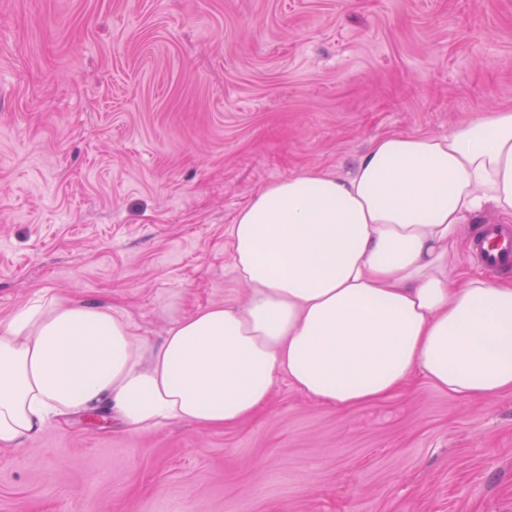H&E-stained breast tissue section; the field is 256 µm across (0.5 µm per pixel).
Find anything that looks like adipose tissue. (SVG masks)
<instances>
[{"label":"adipose tissue","instance_id":"ef3b65f1","mask_svg":"<svg viewBox=\"0 0 512 512\" xmlns=\"http://www.w3.org/2000/svg\"><path fill=\"white\" fill-rule=\"evenodd\" d=\"M488 209L512 218V108L380 136L344 175L273 182L229 229L245 303L183 315L166 302L156 342L98 304L22 306L0 328V446L92 410L130 434L235 427L280 373L341 412L416 377L464 398L512 392V279L449 273L462 225Z\"/></svg>","mask_w":512,"mask_h":512}]
</instances>
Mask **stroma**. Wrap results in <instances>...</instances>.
<instances>
[{"instance_id":"stroma-1","label":"stroma","mask_w":512,"mask_h":512,"mask_svg":"<svg viewBox=\"0 0 512 512\" xmlns=\"http://www.w3.org/2000/svg\"><path fill=\"white\" fill-rule=\"evenodd\" d=\"M512 107V0H0V326L33 300L239 304L264 186ZM0 512H512V392L339 412L278 375L243 426L89 416L0 449Z\"/></svg>"}]
</instances>
